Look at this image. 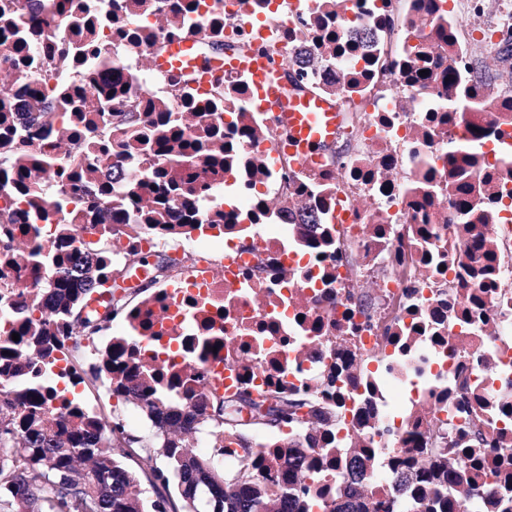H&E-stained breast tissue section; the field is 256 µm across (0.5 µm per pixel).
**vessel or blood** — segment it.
Masks as SVG:
<instances>
[{
  "label": "vessel or blood",
  "instance_id": "1",
  "mask_svg": "<svg viewBox=\"0 0 512 512\" xmlns=\"http://www.w3.org/2000/svg\"><path fill=\"white\" fill-rule=\"evenodd\" d=\"M194 43L187 40L170 46L168 52L156 58L155 66L160 70H175L186 64H193ZM229 68L249 71L259 82L268 86L267 93L274 103V109L280 112L290 130L286 148L299 157H307L312 145L328 142L336 127L334 108L325 100L308 94L302 97H287L284 87L277 78V65L266 56L246 55L230 57L221 55L213 58L211 69L219 74Z\"/></svg>",
  "mask_w": 512,
  "mask_h": 512
}]
</instances>
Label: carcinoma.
Here are the masks:
<instances>
[{"instance_id":"carcinoma-1","label":"carcinoma","mask_w":512,"mask_h":512,"mask_svg":"<svg viewBox=\"0 0 512 512\" xmlns=\"http://www.w3.org/2000/svg\"><path fill=\"white\" fill-rule=\"evenodd\" d=\"M88 91L112 105L81 117L94 150L86 161L70 169L50 170L54 143L46 138L33 151L7 149L14 179L32 208L43 204L29 187V173L37 168L59 178L62 189L82 198L85 220L61 225L58 241L48 252L31 246V225L25 214L10 206L0 209V241L14 257L17 278L29 281L19 291L23 298L9 336L0 340V364L20 366L29 359L45 369L54 364V352L67 347L79 352L83 343H94L112 321L134 314L126 289L112 284L118 267L109 263L112 226L103 223L94 198L85 196L87 180L95 167L111 156L112 182L121 186L115 198L117 210L142 199L146 190L154 194L153 206L139 211L138 223L159 234H172L184 227L176 219L173 197L180 199L208 191L196 189L192 179L173 166V159L188 162L207 153L209 137L188 138L171 112L162 113V128L148 139L123 138L144 125L146 112L141 98L108 91L97 82ZM158 162L148 181L126 178L127 162ZM475 277H493L495 256L487 251L475 258ZM177 265L166 256L153 266L155 284L174 272ZM19 340H12V334ZM97 367L89 381L106 377L109 390L119 400L133 395L147 402V417L153 430L144 435L129 431L122 417L107 418L91 413L75 399L59 410L52 409L42 386L0 391V512H198L196 500L204 491L209 512H398L399 499L419 502L422 512H453L448 486H465L479 476L483 461L474 459L465 469L450 468L444 457L427 469L399 454H391L387 465L393 486L368 496L354 486L367 480L377 461V449L355 433L347 448L332 449L322 438L310 434L302 440L279 438L262 452L250 447L244 437L247 427H265L263 421L245 422L242 409L251 417L262 416L270 404L281 407L276 428L301 421L313 430L325 428L333 411L298 390L276 389L269 393L249 391L233 396L204 398L177 374L163 368L148 369L129 350L122 337L96 353ZM206 429L212 437L211 455L188 451L192 432ZM336 455L344 473L345 487L332 497L322 493L324 473L331 455ZM232 456L237 467L227 472L215 461ZM140 459V470H131L123 460ZM279 473L284 481H275ZM163 487L157 499L147 500L146 489Z\"/></svg>"}]
</instances>
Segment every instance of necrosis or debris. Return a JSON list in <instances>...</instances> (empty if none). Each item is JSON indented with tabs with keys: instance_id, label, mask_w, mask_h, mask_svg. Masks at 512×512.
<instances>
[{
	"instance_id": "necrosis-or-debris-1",
	"label": "necrosis or debris",
	"mask_w": 512,
	"mask_h": 512,
	"mask_svg": "<svg viewBox=\"0 0 512 512\" xmlns=\"http://www.w3.org/2000/svg\"><path fill=\"white\" fill-rule=\"evenodd\" d=\"M34 0L42 29L14 20L25 0H0V67L13 95L0 125L16 149L56 144L53 167L83 158L80 116L95 103L85 82L121 76L146 111L177 112L185 136L221 126L224 185L188 203V234L158 238L126 212L113 257L129 243L203 260L163 283L121 325L143 362L212 388L308 391L336 411L326 432L344 445L356 425L382 456L369 485L389 488L385 457L428 458L431 406L449 443L472 419L512 436V0ZM237 37L293 61L338 117L345 154L293 158L276 112L251 74H222V94L186 69L145 67L176 41ZM294 190L282 196L283 174ZM47 197L30 221L38 244L77 218L81 202L32 172ZM315 211L309 227L290 215ZM223 212V227L207 218ZM496 256L493 282L471 274V254ZM219 249L223 275L208 254ZM482 402L462 409L455 394ZM493 475L454 496L460 512H512V458L480 446Z\"/></svg>"
}]
</instances>
